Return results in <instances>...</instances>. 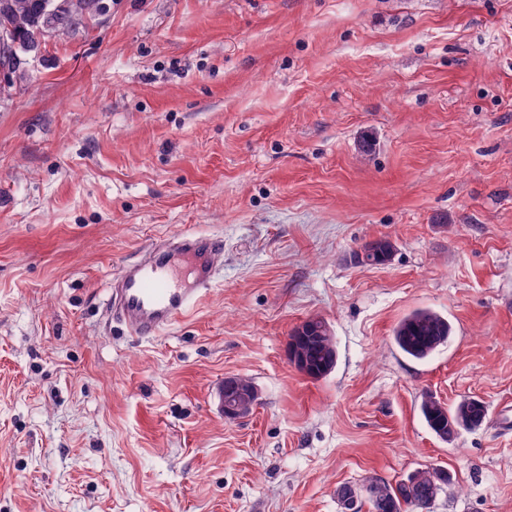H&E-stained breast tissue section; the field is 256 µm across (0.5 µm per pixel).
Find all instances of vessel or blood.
<instances>
[{
    "mask_svg": "<svg viewBox=\"0 0 512 512\" xmlns=\"http://www.w3.org/2000/svg\"><path fill=\"white\" fill-rule=\"evenodd\" d=\"M224 241L184 232L152 244L112 279L107 310L136 338L158 336L212 288Z\"/></svg>",
    "mask_w": 512,
    "mask_h": 512,
    "instance_id": "vessel-or-blood-1",
    "label": "vessel or blood"
}]
</instances>
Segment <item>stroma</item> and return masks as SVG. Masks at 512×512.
Here are the masks:
<instances>
[{"mask_svg":"<svg viewBox=\"0 0 512 512\" xmlns=\"http://www.w3.org/2000/svg\"><path fill=\"white\" fill-rule=\"evenodd\" d=\"M107 4L0 104V512H341L429 465L432 512H512V0ZM187 229L224 239L213 288L150 339L107 323ZM423 307L454 334L418 362L392 331ZM316 316L319 380L287 353ZM427 393L487 420L442 441ZM360 251L364 253L365 259L362 260L360 258V252H355L353 259L357 264L369 266L384 265L391 259L395 251V245L388 238H379L366 242L362 245ZM309 320H305L298 327L300 331L308 328ZM311 335L309 338H295L296 328L289 334L288 355L292 364H300L305 374L313 379L328 376L337 364V347L334 336L328 323L319 317L309 324ZM258 399V389L249 378L230 377L224 380V387L221 390V401L223 411L226 409V418L238 419L243 417L238 414V409L225 406L224 400H231L239 405H244V407L251 405V409H253Z\"/></svg>","mask_w":512,"mask_h":512,"instance_id":"1","label":"stroma"}]
</instances>
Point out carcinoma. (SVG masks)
<instances>
[{"mask_svg":"<svg viewBox=\"0 0 512 512\" xmlns=\"http://www.w3.org/2000/svg\"><path fill=\"white\" fill-rule=\"evenodd\" d=\"M0 7V31L10 33L20 57L37 54L51 38H59L83 27L104 11V0H60L63 8L55 13L44 11L41 0H5ZM395 251L388 238H379L362 245L353 259L361 265L378 266L388 262ZM312 336L297 338L289 334L288 355L293 364L302 366L313 379L328 376L337 364V347L330 326L322 318L311 322ZM453 336V326L440 313L417 309L402 318L393 329V342L406 357L424 361L432 357ZM224 399L239 405L254 406L258 389L246 377H230L224 381ZM421 414L430 430L444 441L453 439L461 429L480 427L487 415L484 403L463 399L453 409L431 395L420 404ZM448 471L435 466L416 471L405 481L391 483L376 479L368 492V500L346 506L351 486L336 489L342 512H430L437 496L448 485Z\"/></svg>","mask_w":512,"mask_h":512,"instance_id":"carcinoma-1","label":"carcinoma"}]
</instances>
